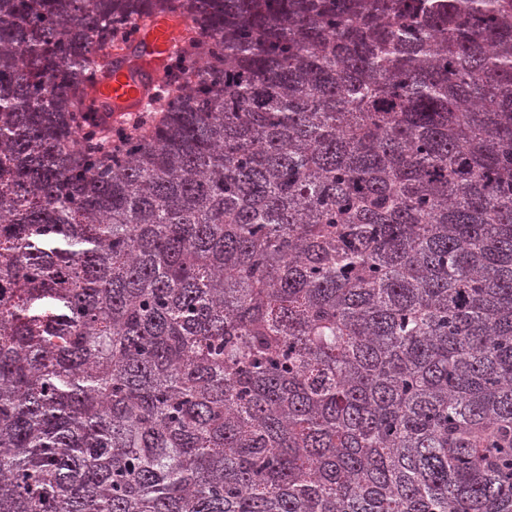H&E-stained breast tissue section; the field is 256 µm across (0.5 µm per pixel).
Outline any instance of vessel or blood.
Returning <instances> with one entry per match:
<instances>
[{
    "label": "vessel or blood",
    "mask_w": 512,
    "mask_h": 512,
    "mask_svg": "<svg viewBox=\"0 0 512 512\" xmlns=\"http://www.w3.org/2000/svg\"><path fill=\"white\" fill-rule=\"evenodd\" d=\"M189 26L186 16L175 13L155 17L150 26L139 28L133 41L137 60L101 68L96 83L86 90L99 118L108 122L113 115L146 109L155 87L165 83L169 55Z\"/></svg>",
    "instance_id": "b4317fda"
}]
</instances>
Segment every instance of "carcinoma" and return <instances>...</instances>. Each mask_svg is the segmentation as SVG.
Segmentation results:
<instances>
[{
  "mask_svg": "<svg viewBox=\"0 0 512 512\" xmlns=\"http://www.w3.org/2000/svg\"><path fill=\"white\" fill-rule=\"evenodd\" d=\"M0 512H512V0H0ZM191 25L178 13L155 17L149 27L140 26L133 46L136 61L114 62L101 67L97 82L86 88L87 100H94L98 117L112 126L113 115L141 112L146 109L154 88L167 80V63L173 47Z\"/></svg>",
  "mask_w": 512,
  "mask_h": 512,
  "instance_id": "carcinoma-1",
  "label": "carcinoma"
}]
</instances>
